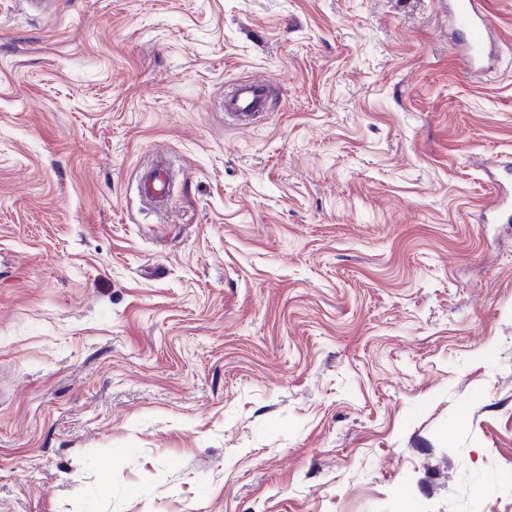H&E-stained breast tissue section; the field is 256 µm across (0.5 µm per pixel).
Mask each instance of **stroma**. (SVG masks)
Instances as JSON below:
<instances>
[{"label":"stroma","instance_id":"1","mask_svg":"<svg viewBox=\"0 0 512 512\" xmlns=\"http://www.w3.org/2000/svg\"><path fill=\"white\" fill-rule=\"evenodd\" d=\"M51 2L0 0V512H512V0L475 75L449 0ZM267 86L261 80L244 81L235 84L224 94L225 116L231 121H246L265 112ZM169 169L166 166L152 168L142 186V193L147 202H154L165 198L170 192Z\"/></svg>","mask_w":512,"mask_h":512}]
</instances>
